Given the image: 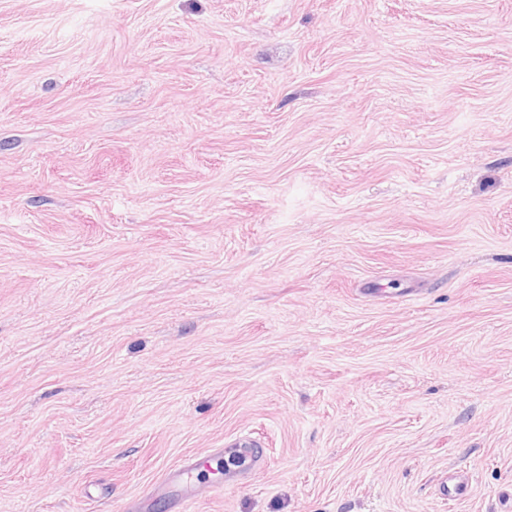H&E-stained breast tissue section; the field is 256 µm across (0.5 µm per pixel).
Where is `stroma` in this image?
Masks as SVG:
<instances>
[{
  "label": "stroma",
  "instance_id": "1",
  "mask_svg": "<svg viewBox=\"0 0 512 512\" xmlns=\"http://www.w3.org/2000/svg\"><path fill=\"white\" fill-rule=\"evenodd\" d=\"M189 464L512 512V0H0V512Z\"/></svg>",
  "mask_w": 512,
  "mask_h": 512
}]
</instances>
